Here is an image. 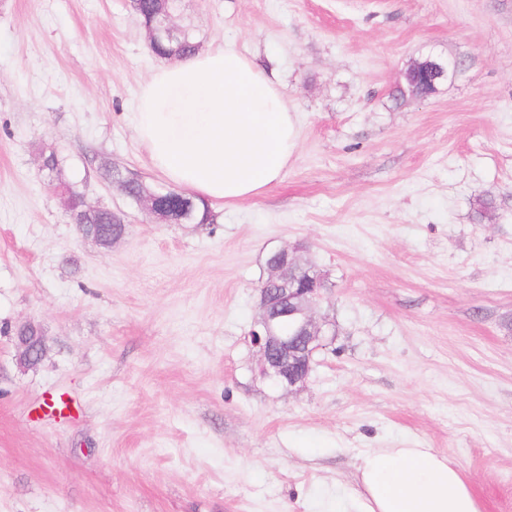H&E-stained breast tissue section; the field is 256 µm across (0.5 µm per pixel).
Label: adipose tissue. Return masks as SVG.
<instances>
[{"mask_svg":"<svg viewBox=\"0 0 512 512\" xmlns=\"http://www.w3.org/2000/svg\"><path fill=\"white\" fill-rule=\"evenodd\" d=\"M132 122L167 181L226 206L278 182L298 143L278 83L229 45L158 68ZM357 472L352 512H481L459 465L430 448H371Z\"/></svg>","mask_w":512,"mask_h":512,"instance_id":"obj_1","label":"adipose tissue"}]
</instances>
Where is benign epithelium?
Instances as JSON below:
<instances>
[{"instance_id": "benign-epithelium-1", "label": "benign epithelium", "mask_w": 512, "mask_h": 512, "mask_svg": "<svg viewBox=\"0 0 512 512\" xmlns=\"http://www.w3.org/2000/svg\"><path fill=\"white\" fill-rule=\"evenodd\" d=\"M448 75L449 65L431 57L415 63L406 73L414 89L425 82L434 86ZM167 197L166 193H155L143 201V206L158 219L167 221L170 218L164 213ZM267 270L259 295L264 302L274 298V310L259 322V329L251 332V343L258 349V371L262 378L292 391L304 384L314 355L327 346V323L318 322L313 316L315 306L324 297L325 279L318 271L313 277L305 273L296 251L287 247L269 253ZM32 330H38V326L27 322L14 336L19 362L23 365L29 358L32 340L44 341L42 336H30Z\"/></svg>"}]
</instances>
